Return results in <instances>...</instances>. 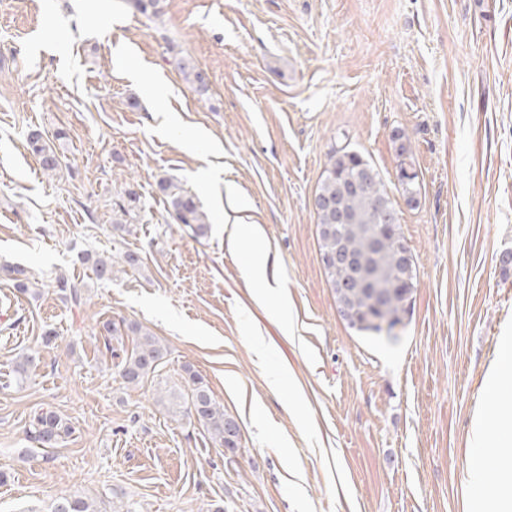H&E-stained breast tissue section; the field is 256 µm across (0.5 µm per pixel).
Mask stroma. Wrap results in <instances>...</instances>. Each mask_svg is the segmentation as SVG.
Returning <instances> with one entry per match:
<instances>
[{
	"instance_id": "obj_1",
	"label": "stroma",
	"mask_w": 512,
	"mask_h": 512,
	"mask_svg": "<svg viewBox=\"0 0 512 512\" xmlns=\"http://www.w3.org/2000/svg\"><path fill=\"white\" fill-rule=\"evenodd\" d=\"M157 10L0 0V512L64 495L101 512H466L470 420L512 329V0ZM35 130L66 132L58 172L30 151ZM335 145L380 171L417 268L394 341L350 328L326 283L311 200ZM162 178L197 199L205 235L173 222ZM228 181L260 241L229 245ZM129 187L139 216L122 236L112 204ZM127 249L142 265L114 281L84 261ZM268 263L281 290L261 300L245 272ZM60 274L83 282L81 308L57 299ZM130 322L168 348L137 390L115 366ZM189 369L239 422L236 453L160 404ZM42 407L71 428L51 448L26 434Z\"/></svg>"
}]
</instances>
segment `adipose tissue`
I'll use <instances>...</instances> for the list:
<instances>
[{
  "mask_svg": "<svg viewBox=\"0 0 512 512\" xmlns=\"http://www.w3.org/2000/svg\"><path fill=\"white\" fill-rule=\"evenodd\" d=\"M481 399L512 418V333L501 336L481 388ZM474 452L462 469L467 512H512V433L475 416L470 426Z\"/></svg>",
  "mask_w": 512,
  "mask_h": 512,
  "instance_id": "adipose-tissue-1",
  "label": "adipose tissue"
}]
</instances>
